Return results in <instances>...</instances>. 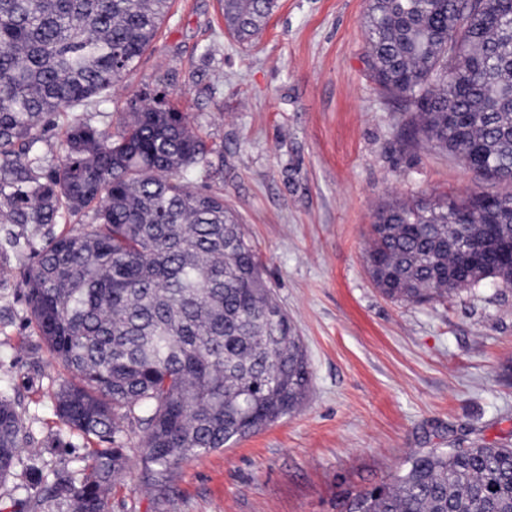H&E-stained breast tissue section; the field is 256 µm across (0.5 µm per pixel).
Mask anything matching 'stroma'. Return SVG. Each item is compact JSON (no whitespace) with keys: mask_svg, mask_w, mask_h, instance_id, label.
<instances>
[{"mask_svg":"<svg viewBox=\"0 0 512 512\" xmlns=\"http://www.w3.org/2000/svg\"><path fill=\"white\" fill-rule=\"evenodd\" d=\"M369 0H277L251 46L226 31L218 0H174L152 45L105 111L167 92L223 149L224 203L259 252L269 287L312 371L293 414L184 461L168 497L134 463L111 512H344L413 452L480 438L512 444V288L444 301L381 295L366 267L380 207L428 194H512L463 162L400 136L405 119L368 62ZM44 239L0 224V390L20 402L30 449L0 485V512L25 499L26 470L78 471L93 445L56 416L64 378L29 320L24 275Z\"/></svg>","mask_w":512,"mask_h":512,"instance_id":"obj_1","label":"stroma"}]
</instances>
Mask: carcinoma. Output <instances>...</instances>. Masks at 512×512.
I'll return each instance as SVG.
<instances>
[{
	"label": "carcinoma",
	"instance_id": "carcinoma-1",
	"mask_svg": "<svg viewBox=\"0 0 512 512\" xmlns=\"http://www.w3.org/2000/svg\"><path fill=\"white\" fill-rule=\"evenodd\" d=\"M173 0H0V224L44 244L26 275L38 335L73 380L54 394L71 429L105 444L83 473H28L18 512H110L137 430L159 496L190 458L255 434L305 400L300 337L263 278L243 225L224 204L221 149L159 96L123 126L76 119L46 169L42 143L60 112H102L112 86L153 43ZM247 43L276 0H220ZM370 66L410 110L408 136L476 176L512 182V0H370ZM469 224L460 225V215ZM78 228L54 232L68 217ZM512 238V195L394 201L376 214L366 265L385 297L440 301L512 276L463 265L448 243L482 225ZM20 403L0 392V482L30 443ZM346 512H512V448L473 442L413 453Z\"/></svg>",
	"mask_w": 512,
	"mask_h": 512
}]
</instances>
